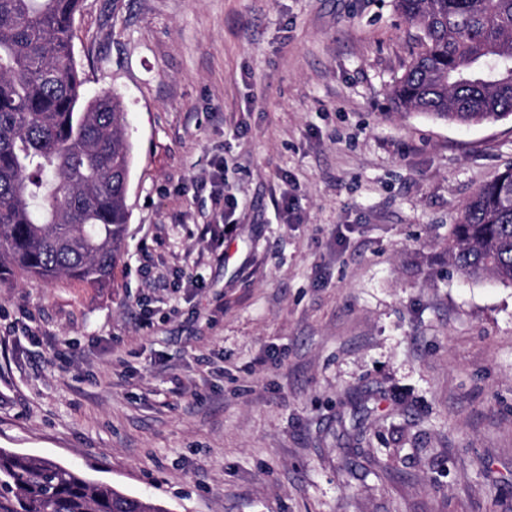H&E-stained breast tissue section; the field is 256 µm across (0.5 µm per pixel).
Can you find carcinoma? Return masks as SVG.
Segmentation results:
<instances>
[{
  "label": "carcinoma",
  "instance_id": "carcinoma-1",
  "mask_svg": "<svg viewBox=\"0 0 512 512\" xmlns=\"http://www.w3.org/2000/svg\"><path fill=\"white\" fill-rule=\"evenodd\" d=\"M82 0H0V285L104 287L121 255L132 144L115 93L86 97L73 52ZM420 49L394 108L456 125L512 116V0H396ZM448 255L512 284V165L460 209ZM0 512H168L60 464L0 448Z\"/></svg>",
  "mask_w": 512,
  "mask_h": 512
}]
</instances>
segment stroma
<instances>
[{"mask_svg": "<svg viewBox=\"0 0 512 512\" xmlns=\"http://www.w3.org/2000/svg\"><path fill=\"white\" fill-rule=\"evenodd\" d=\"M73 31L127 112L124 254L0 286V448L168 512H512V286L448 261L512 119L391 109L394 0H83Z\"/></svg>", "mask_w": 512, "mask_h": 512, "instance_id": "stroma-1", "label": "stroma"}]
</instances>
